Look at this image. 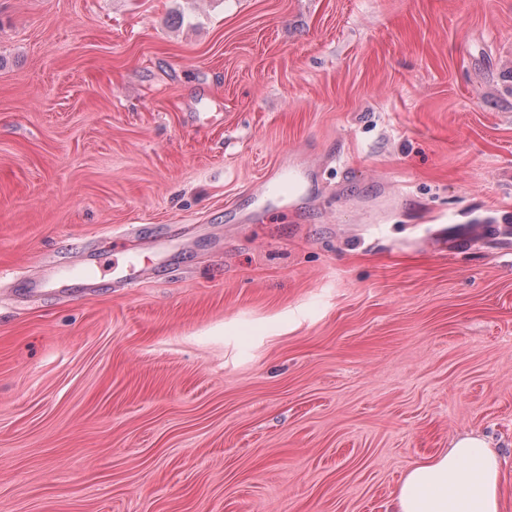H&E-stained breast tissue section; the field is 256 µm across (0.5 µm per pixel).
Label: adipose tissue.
Listing matches in <instances>:
<instances>
[{"mask_svg":"<svg viewBox=\"0 0 512 512\" xmlns=\"http://www.w3.org/2000/svg\"><path fill=\"white\" fill-rule=\"evenodd\" d=\"M499 454L469 432L450 448L416 461L406 472L393 512H501Z\"/></svg>","mask_w":512,"mask_h":512,"instance_id":"adipose-tissue-1","label":"adipose tissue"}]
</instances>
